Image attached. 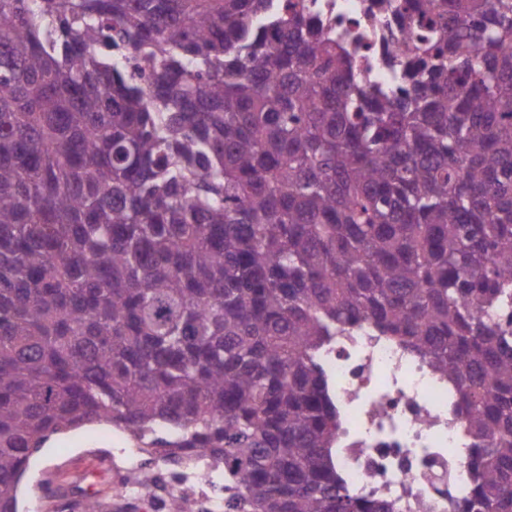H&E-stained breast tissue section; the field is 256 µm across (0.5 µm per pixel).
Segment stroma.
<instances>
[{
  "label": "stroma",
  "mask_w": 512,
  "mask_h": 512,
  "mask_svg": "<svg viewBox=\"0 0 512 512\" xmlns=\"http://www.w3.org/2000/svg\"><path fill=\"white\" fill-rule=\"evenodd\" d=\"M137 445L130 433L105 423L52 436L34 454L35 465L19 485V512H33L38 502L43 505L42 512H57V497L62 493L68 502L81 501L83 490L76 485L72 471L103 460L110 465L111 474L97 483L100 512H170L164 496L141 501L121 485L120 476L128 468L131 450Z\"/></svg>",
  "instance_id": "1"
}]
</instances>
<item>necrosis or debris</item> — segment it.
I'll return each mask as SVG.
<instances>
[{"label": "necrosis or debris", "mask_w": 512, "mask_h": 512, "mask_svg": "<svg viewBox=\"0 0 512 512\" xmlns=\"http://www.w3.org/2000/svg\"><path fill=\"white\" fill-rule=\"evenodd\" d=\"M335 32L363 82L385 84L388 21L377 0H306ZM318 362L342 416L336 463L359 495L399 502L400 512H448L471 484L472 444L456 414L459 398L447 376L386 336L358 330L337 337ZM173 512L184 503L222 512L223 500L204 479L171 484Z\"/></svg>", "instance_id": "necrosis-or-debris-1"}]
</instances>
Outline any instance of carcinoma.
<instances>
[{"instance_id": "1", "label": "carcinoma", "mask_w": 512, "mask_h": 512, "mask_svg": "<svg viewBox=\"0 0 512 512\" xmlns=\"http://www.w3.org/2000/svg\"><path fill=\"white\" fill-rule=\"evenodd\" d=\"M381 8L390 91L296 0H0V512L93 422L226 512H399L336 467L363 328L459 390L457 512H512V0Z\"/></svg>"}]
</instances>
